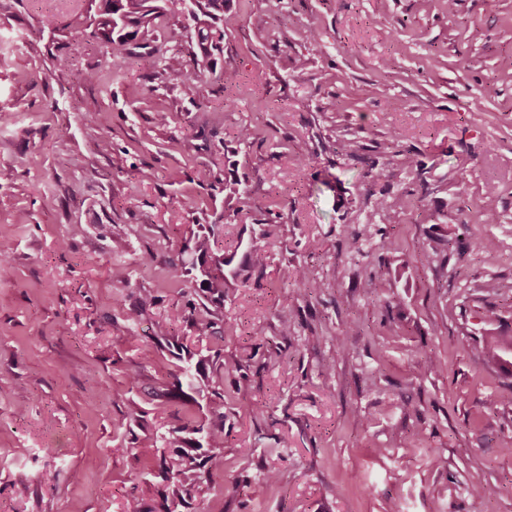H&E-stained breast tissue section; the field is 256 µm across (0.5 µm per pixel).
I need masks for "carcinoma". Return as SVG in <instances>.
<instances>
[{"instance_id": "cac0c4a2", "label": "carcinoma", "mask_w": 512, "mask_h": 512, "mask_svg": "<svg viewBox=\"0 0 512 512\" xmlns=\"http://www.w3.org/2000/svg\"><path fill=\"white\" fill-rule=\"evenodd\" d=\"M229 0H99L98 12L91 19L94 34L112 48L123 50L138 43L155 21L169 13L183 16L193 27L196 50L192 65L182 57L168 58L165 69L190 82H199L213 71L215 55L223 52L224 28L231 22L226 15ZM223 230L221 224H201L197 233L176 255L173 267L184 280L201 293L204 303L194 317L195 325L205 333L224 340L230 327L224 325V281L238 276L236 254L215 248ZM275 236L272 224L260 229L258 237L245 246L244 257L254 266L263 265L266 250L261 242ZM154 343L160 351L183 363L180 371L170 374L164 388L153 397L165 402H181L197 409L199 418L188 420L168 431L147 437L145 443L134 438L122 441L115 452L139 450L145 457V468L161 478L156 493L158 505L139 498L128 501L124 512H192V501L213 475L224 471V406L235 396L224 392V372L240 368V363L224 357L223 349H207L195 355L188 347L169 336V321L156 324ZM512 352V336L494 339L488 348L497 361Z\"/></svg>"}]
</instances>
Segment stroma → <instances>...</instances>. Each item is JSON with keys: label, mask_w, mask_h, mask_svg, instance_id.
I'll return each mask as SVG.
<instances>
[{"label": "stroma", "mask_w": 512, "mask_h": 512, "mask_svg": "<svg viewBox=\"0 0 512 512\" xmlns=\"http://www.w3.org/2000/svg\"><path fill=\"white\" fill-rule=\"evenodd\" d=\"M97 4L0 0V512L151 501L114 448L133 406L141 439L195 416L157 409L176 361L142 349L165 318L212 346L171 260L214 223L228 253L277 237L224 286L243 367L201 512H512V370L486 352L512 336V0H232L198 85L164 66L183 18L116 52ZM264 228L260 229L258 237H255V241H250L245 246V253L243 256L251 262L253 266H261L263 265L266 259V250L264 245H261L259 242L270 240L275 236V228L272 224H264Z\"/></svg>", "instance_id": "obj_1"}]
</instances>
